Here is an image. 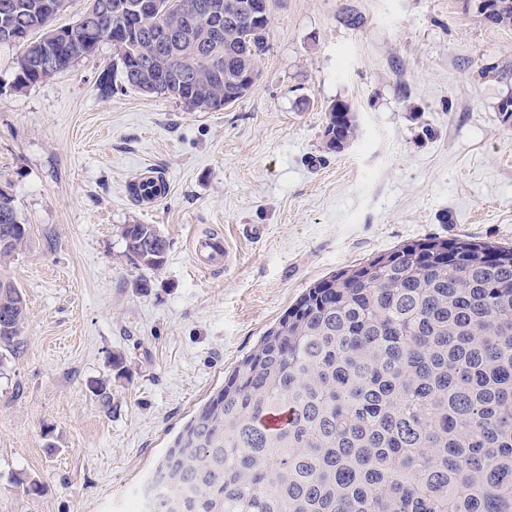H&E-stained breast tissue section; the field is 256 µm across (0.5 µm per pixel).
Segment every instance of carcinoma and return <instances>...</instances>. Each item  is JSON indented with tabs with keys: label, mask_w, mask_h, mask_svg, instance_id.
<instances>
[{
	"label": "carcinoma",
	"mask_w": 512,
	"mask_h": 512,
	"mask_svg": "<svg viewBox=\"0 0 512 512\" xmlns=\"http://www.w3.org/2000/svg\"><path fill=\"white\" fill-rule=\"evenodd\" d=\"M108 13H96L94 2ZM211 0H88L118 35L123 82L175 100L224 103L244 71L258 69L266 32L242 20L222 34L186 6ZM496 25H512V0H484ZM69 0H0V39L25 35L21 90L90 55L44 39ZM171 29L159 47L150 31ZM338 101L324 148L358 133ZM28 225L0 195V266L25 246ZM125 252L147 270L170 241L129 224ZM21 289L0 277V351L20 344ZM108 405L112 383L92 380ZM288 414L284 427L266 416ZM8 480L38 494L19 470ZM155 512H512V246L431 237L404 243L313 283L200 404L154 467Z\"/></svg>",
	"instance_id": "carcinoma-1"
}]
</instances>
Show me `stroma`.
Wrapping results in <instances>:
<instances>
[{
  "label": "stroma",
  "mask_w": 512,
  "mask_h": 512,
  "mask_svg": "<svg viewBox=\"0 0 512 512\" xmlns=\"http://www.w3.org/2000/svg\"><path fill=\"white\" fill-rule=\"evenodd\" d=\"M267 44L249 92L215 112L123 86L108 43L18 92V49L0 45V186L29 231L0 269L27 303L0 361V512H131L190 414L314 282L428 237L512 245V26L478 0H270ZM339 100L360 133L328 153ZM150 169L171 188L145 209L126 189ZM128 224L170 240L161 271L125 254ZM211 234L229 258L203 271L189 242ZM111 355L125 373L107 407L87 383ZM14 468L43 491L9 483Z\"/></svg>",
  "instance_id": "35a3bbf8"
}]
</instances>
